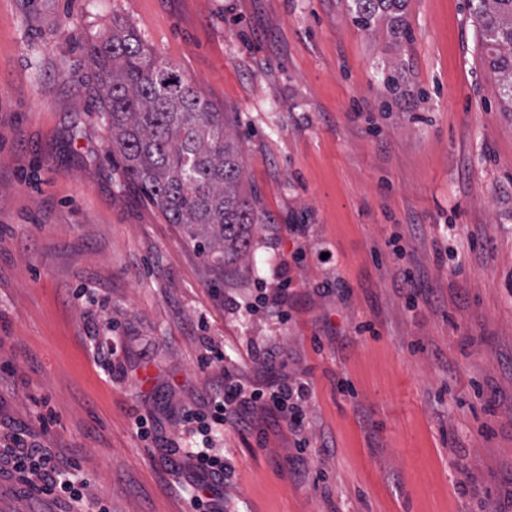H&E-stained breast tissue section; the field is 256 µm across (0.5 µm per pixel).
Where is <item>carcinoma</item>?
I'll use <instances>...</instances> for the list:
<instances>
[{
    "instance_id": "obj_1",
    "label": "carcinoma",
    "mask_w": 512,
    "mask_h": 512,
    "mask_svg": "<svg viewBox=\"0 0 512 512\" xmlns=\"http://www.w3.org/2000/svg\"><path fill=\"white\" fill-rule=\"evenodd\" d=\"M407 0H353V22L385 21L397 43L412 39ZM485 62L512 107V0H471ZM96 79L97 111L118 152L168 223L183 225L198 253L221 256L224 269L249 260L260 223L241 189V147L217 112L177 69L160 63L136 31L117 24L84 45Z\"/></svg>"
}]
</instances>
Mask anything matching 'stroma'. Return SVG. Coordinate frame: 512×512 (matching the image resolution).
I'll use <instances>...</instances> for the list:
<instances>
[{"instance_id":"obj_1","label":"stroma","mask_w":512,"mask_h":512,"mask_svg":"<svg viewBox=\"0 0 512 512\" xmlns=\"http://www.w3.org/2000/svg\"><path fill=\"white\" fill-rule=\"evenodd\" d=\"M350 3L0 0V426L54 415L111 512H187L169 443L228 376L311 397L304 434H215L226 512H512V112L468 0H408L400 47ZM117 23L225 113L265 217L248 264L220 273L109 152L79 43ZM283 285L282 317L245 310Z\"/></svg>"}]
</instances>
